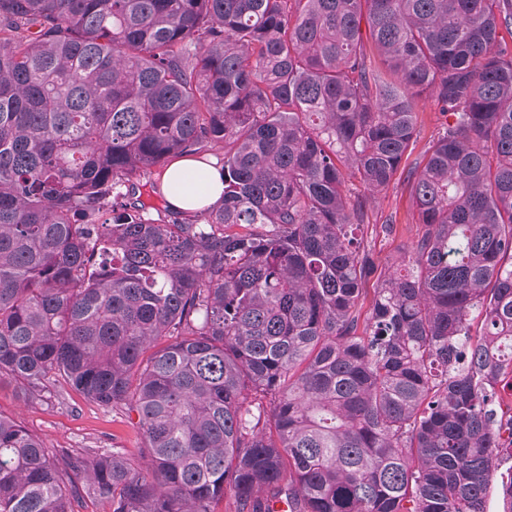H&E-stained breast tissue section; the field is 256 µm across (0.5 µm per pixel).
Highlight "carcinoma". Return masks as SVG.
Segmentation results:
<instances>
[{"mask_svg": "<svg viewBox=\"0 0 512 512\" xmlns=\"http://www.w3.org/2000/svg\"><path fill=\"white\" fill-rule=\"evenodd\" d=\"M425 99L421 229L380 269L356 230ZM217 147L222 200L176 217L154 169ZM2 383L134 413L142 446L0 415V512H486L512 0H0Z\"/></svg>", "mask_w": 512, "mask_h": 512, "instance_id": "1", "label": "carcinoma"}]
</instances>
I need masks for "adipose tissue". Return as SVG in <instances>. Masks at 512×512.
I'll list each match as a JSON object with an SVG mask.
<instances>
[{
	"label": "adipose tissue",
	"instance_id": "1",
	"mask_svg": "<svg viewBox=\"0 0 512 512\" xmlns=\"http://www.w3.org/2000/svg\"><path fill=\"white\" fill-rule=\"evenodd\" d=\"M198 171L203 184L202 191L167 195L166 201L172 210L180 212L187 219H195L200 212L218 203L224 193L223 174L218 166L198 167L196 162L188 157L179 158L167 167L161 176L163 186H171L179 182L190 171Z\"/></svg>",
	"mask_w": 512,
	"mask_h": 512
}]
</instances>
